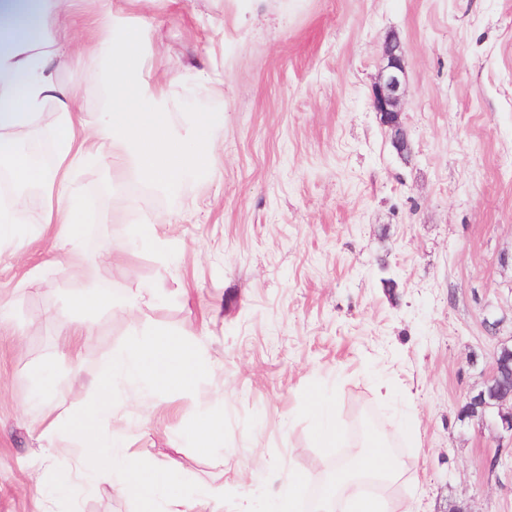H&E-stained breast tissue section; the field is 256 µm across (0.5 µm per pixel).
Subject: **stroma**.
Masks as SVG:
<instances>
[{
  "label": "stroma",
  "instance_id": "35a3bbf8",
  "mask_svg": "<svg viewBox=\"0 0 512 512\" xmlns=\"http://www.w3.org/2000/svg\"><path fill=\"white\" fill-rule=\"evenodd\" d=\"M112 14L113 41L140 29L168 123L183 132L210 116L218 146L201 177L169 191L131 170L113 180L101 158L77 169L83 257L62 272L32 193L23 249L0 250L12 313L0 324V512H43L32 471L76 460L69 435H42L57 407L30 399L44 379L72 409L91 399L66 357L70 302L91 277L114 306L80 339L84 380L151 327L179 332L210 368L195 393L104 423L118 449L256 512L301 477L293 507L305 512L366 408L403 464L390 497L412 512H512V439L461 417L512 338V0H112ZM394 35L406 158L371 108ZM57 80L87 112L106 103L101 69L63 67ZM206 81L213 94H199ZM149 223L168 249L140 248L116 274L103 246ZM146 283L161 299L124 311ZM321 408L342 424L341 447L315 438ZM217 414L220 458L184 432ZM118 484L77 485L76 512H134Z\"/></svg>",
  "mask_w": 512,
  "mask_h": 512
}]
</instances>
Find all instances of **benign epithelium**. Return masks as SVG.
<instances>
[{"label": "benign epithelium", "mask_w": 512, "mask_h": 512, "mask_svg": "<svg viewBox=\"0 0 512 512\" xmlns=\"http://www.w3.org/2000/svg\"><path fill=\"white\" fill-rule=\"evenodd\" d=\"M382 54L386 65L375 83L372 107L382 125L390 131L392 144L404 155L409 150L407 134L400 121L401 102L406 92L405 52L400 40L394 38L383 44ZM511 363L512 344L503 342L495 351L490 376L469 397L462 419L489 425L512 437V387L499 383L502 369Z\"/></svg>", "instance_id": "obj_1"}]
</instances>
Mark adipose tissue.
Listing matches in <instances>:
<instances>
[{
  "label": "adipose tissue",
  "instance_id": "ef3b65f1",
  "mask_svg": "<svg viewBox=\"0 0 512 512\" xmlns=\"http://www.w3.org/2000/svg\"><path fill=\"white\" fill-rule=\"evenodd\" d=\"M99 2V11L87 21L88 39L63 46L55 32L75 0H0V170L15 187L9 206L0 209V244L15 241L28 210L27 189L34 185L44 192V224L59 225L62 248L78 255L81 190L71 173L89 157L109 158L112 168L131 169L173 188L200 174L214 148L208 116L197 119L187 138L164 120L158 106L164 91L141 76L136 32L128 31L121 43L111 41L112 0ZM101 60L109 66L111 105L92 115L83 111L75 91L56 80L55 70L63 62L82 67ZM49 102L59 118L43 131L53 154L44 167L22 146L31 140L33 123ZM386 437L376 429L366 433L361 447L347 450L313 512H409L371 491L403 475Z\"/></svg>",
  "mask_w": 512,
  "mask_h": 512
}]
</instances>
